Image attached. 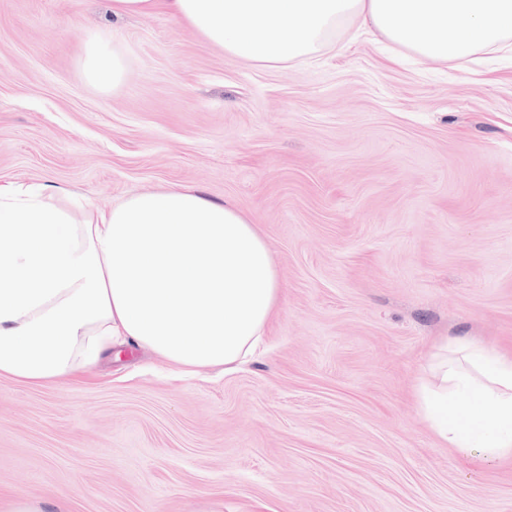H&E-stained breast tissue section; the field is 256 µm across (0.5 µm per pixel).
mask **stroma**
<instances>
[{
  "instance_id": "stroma-1",
  "label": "stroma",
  "mask_w": 512,
  "mask_h": 512,
  "mask_svg": "<svg viewBox=\"0 0 512 512\" xmlns=\"http://www.w3.org/2000/svg\"><path fill=\"white\" fill-rule=\"evenodd\" d=\"M109 39L125 81L84 76ZM100 209L170 185L257 224L265 350L181 375L128 343L60 383L0 377V495L65 512H512L417 393L436 340L512 347V54L394 58L351 24L264 66L164 12L0 0V183Z\"/></svg>"
}]
</instances>
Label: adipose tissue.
<instances>
[{
  "label": "adipose tissue",
  "mask_w": 512,
  "mask_h": 512,
  "mask_svg": "<svg viewBox=\"0 0 512 512\" xmlns=\"http://www.w3.org/2000/svg\"><path fill=\"white\" fill-rule=\"evenodd\" d=\"M156 9L256 63L309 57L355 22L429 60L512 46V0H110ZM88 79L119 85L120 53L90 41ZM256 224L229 202L170 186L99 211L36 183L0 184V376L30 386L95 365L126 338L181 367L248 362L282 297ZM419 391L435 435L466 459L512 456V351L440 339Z\"/></svg>",
  "instance_id": "adipose-tissue-1"
}]
</instances>
